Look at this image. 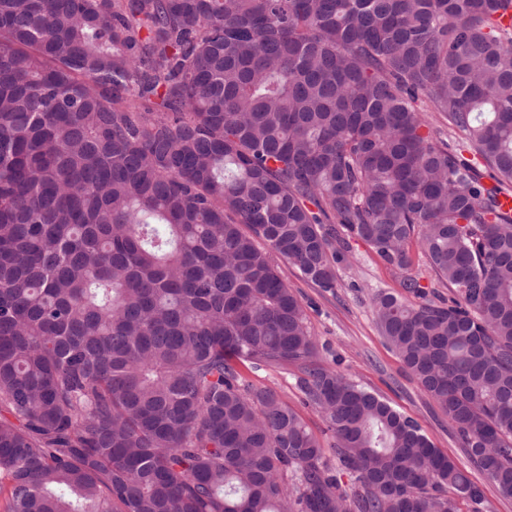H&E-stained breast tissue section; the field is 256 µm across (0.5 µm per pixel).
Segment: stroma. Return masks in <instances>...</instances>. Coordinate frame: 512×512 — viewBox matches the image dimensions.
I'll return each mask as SVG.
<instances>
[{
    "label": "stroma",
    "instance_id": "stroma-1",
    "mask_svg": "<svg viewBox=\"0 0 512 512\" xmlns=\"http://www.w3.org/2000/svg\"><path fill=\"white\" fill-rule=\"evenodd\" d=\"M411 253L413 264L405 273L388 266L364 243L351 241L345 261L336 267V286L330 290L318 288L288 262H279L278 270L303 304L320 363L338 367L392 407L414 418L435 447L483 490L488 512H512V498L501 496L460 447L447 417L408 373L379 331L374 297L382 290L401 292L404 276L417 278L422 286L437 288L442 296L453 293L452 288L439 284L419 247H412ZM297 374L293 365L264 366L250 372L248 378L255 386L274 389L314 433H321L323 422L314 407L306 403L297 386Z\"/></svg>",
    "mask_w": 512,
    "mask_h": 512
}]
</instances>
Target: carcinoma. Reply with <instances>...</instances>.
Wrapping results in <instances>:
<instances>
[{"label": "carcinoma", "instance_id": "carcinoma-1", "mask_svg": "<svg viewBox=\"0 0 512 512\" xmlns=\"http://www.w3.org/2000/svg\"><path fill=\"white\" fill-rule=\"evenodd\" d=\"M508 2L0 0L3 512H487L317 360L275 259L332 289L351 239L453 288L378 327L512 497ZM288 365L328 449L242 372Z\"/></svg>", "mask_w": 512, "mask_h": 512}]
</instances>
